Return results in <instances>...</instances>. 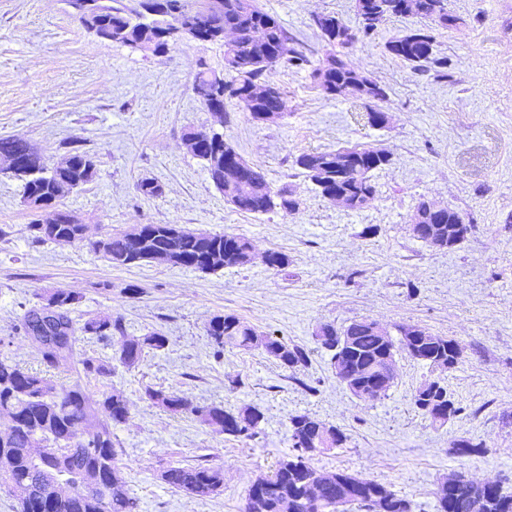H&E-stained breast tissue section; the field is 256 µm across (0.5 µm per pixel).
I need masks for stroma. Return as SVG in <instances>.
I'll return each instance as SVG.
<instances>
[{"instance_id": "1", "label": "stroma", "mask_w": 512, "mask_h": 512, "mask_svg": "<svg viewBox=\"0 0 512 512\" xmlns=\"http://www.w3.org/2000/svg\"><path fill=\"white\" fill-rule=\"evenodd\" d=\"M257 2L316 60L325 53L316 16L356 21L355 0ZM448 8L457 24L434 33L447 77L415 73L387 52L412 28L408 19H386L346 50L349 66L387 89L390 123L379 129L364 100L326 96L309 69L282 66L268 75L285 94L280 121L257 124L235 106L218 120L193 83L202 69H223L221 45L183 41L162 56L133 53L86 30L63 0H0V137L25 139L53 163L77 145L96 166L93 180L62 203L90 227L80 243L34 241L35 214L20 183L0 173V358L38 368L20 314L53 289L80 295L78 318L108 312L121 318L126 337L167 336L164 350L129 368L117 343L81 341L112 367L88 379L90 396L114 387L129 401L116 434L140 512H241L251 482L288 454L289 416L304 412L349 436L346 447L313 457L317 470L385 482L413 512H435L440 485L455 472L512 487V0H448ZM201 126L223 134L273 187L290 186L299 213L253 215L225 203L183 140ZM355 144L391 158L374 172L376 195L362 209L323 198L292 165L301 153ZM144 178L161 184L162 195L141 197ZM423 199L464 216L471 229L461 244L436 250L413 237L411 215ZM139 224L242 235L254 258L202 273L158 262L115 268L94 252L92 240ZM273 250L287 254L285 271L265 264ZM222 313L304 346L309 363L290 371L259 350L217 351L205 328ZM365 318L458 341L462 361L440 378L462 413L444 428L430 426L413 395L432 372L404 354L385 398L353 396L314 334L324 322ZM149 387L194 406H259L262 431L252 440L224 435L153 404ZM466 439L487 453L453 455V442ZM201 463L223 467L219 494L178 493L160 478L167 466Z\"/></svg>"}]
</instances>
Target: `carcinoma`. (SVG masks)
<instances>
[{
	"label": "carcinoma",
	"mask_w": 512,
	"mask_h": 512,
	"mask_svg": "<svg viewBox=\"0 0 512 512\" xmlns=\"http://www.w3.org/2000/svg\"><path fill=\"white\" fill-rule=\"evenodd\" d=\"M63 2L71 15L96 36L154 56L170 49L161 40L165 30L193 28L200 34L201 43L211 42L215 29L224 26L235 30L234 42L224 45L223 99H217L210 71L197 75L193 90L207 111L215 103L224 108L233 101L253 102L249 116L255 123L261 112L282 115L286 110L283 93L266 80L267 72L281 65H311L312 77L326 95H356L368 102V115L382 119L376 127L384 128L386 89L367 74L347 66L341 53L372 37L384 18H411L415 28L388 43V52L418 72L432 68L445 77L448 58L437 55L433 32L458 22L448 11V0H356L355 27L332 14L316 17L315 25L328 53L314 66L305 51L294 46L281 19L259 7L256 0H218L219 8L212 7L213 0ZM186 140L215 188L226 197L236 195L237 210L261 215L275 210L291 215L300 210L301 201L288 187L274 188L264 172L251 164L241 174V183L231 186L224 181V171L238 168L243 157L223 135L209 136L201 128L186 133ZM10 160L24 163V169L13 177L22 182L26 206L53 209V218L45 222L37 219L28 225L32 238L41 242L84 241L87 225L60 209V204L93 178L95 164L88 153L72 148L63 163L52 166L27 141L0 137V162L6 164ZM389 162L385 150L360 146L302 153L295 158V165L322 196L350 209H361L374 198L376 187L371 173ZM411 223L421 225L415 238L440 250L448 248V238L457 233V225L471 229L459 212L448 208L435 211L426 200L416 205ZM251 250L252 244L244 236L190 233L176 224H140L117 230L101 238L96 248L117 268L135 260L164 262L169 255L176 258L172 266L204 273L245 266L251 260ZM79 303L80 297L57 289L46 303L26 307L22 315L26 335L38 337L35 350L41 363L49 370L76 374L71 381L57 384L41 372L0 360V490L12 497L15 512H97L93 498L84 489L85 480L93 473L112 487L109 512H139V500L117 462L119 442L115 429L128 419V399L116 388L91 399L85 379L104 374L107 368L78 349L81 337H122L124 326L121 319L110 314L82 323L76 321L72 312ZM395 329L399 333L397 339L377 335L365 319L342 327L322 323L315 340L319 348L331 354L333 366L337 355L348 354L353 372L365 387L380 380L386 360L399 350L432 367L445 364L449 370L463 358L461 345L446 336H430L415 326L397 325ZM206 333L220 352L226 348H259L288 369L310 360L306 348L260 332L233 314L213 316ZM167 344L168 337L157 330L137 339H122L118 360L133 366L146 353L162 350ZM145 395L174 414L188 408L186 398L174 391L148 388ZM414 405L434 427L445 425L463 411L448 389L435 379L421 383L414 394ZM193 413L201 423L243 439L254 438L264 421V413L254 405L237 411L221 406L197 407ZM289 431L291 453L252 481L242 512H315L309 498L313 488L319 493L322 512H341V508L352 505L359 512H412L410 501L382 482L358 478L346 471L323 474L312 467L315 455L345 447L348 436L340 428L304 412L289 417ZM452 452L458 457L481 456L487 447L481 442L459 440L453 443ZM162 479L175 491L208 497L224 486V471L210 465L169 466L163 470ZM436 512H512V492L501 486L487 488L458 473L455 483L442 484Z\"/></svg>",
	"instance_id": "carcinoma-1"
}]
</instances>
